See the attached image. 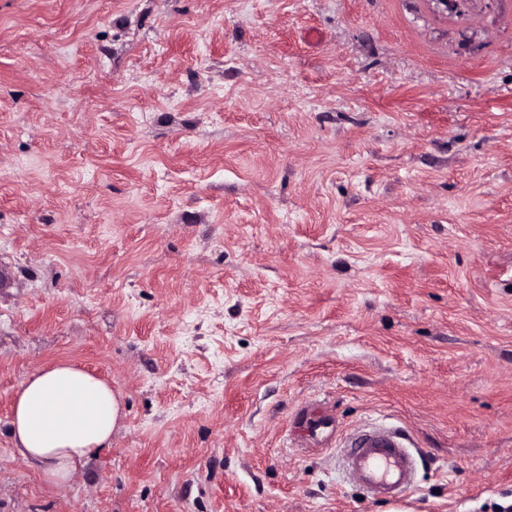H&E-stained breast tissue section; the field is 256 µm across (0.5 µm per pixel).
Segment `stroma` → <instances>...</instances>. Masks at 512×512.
Segmentation results:
<instances>
[{"instance_id":"stroma-1","label":"stroma","mask_w":512,"mask_h":512,"mask_svg":"<svg viewBox=\"0 0 512 512\" xmlns=\"http://www.w3.org/2000/svg\"><path fill=\"white\" fill-rule=\"evenodd\" d=\"M58 361L125 412L64 489L8 435ZM377 422L398 503L339 467ZM500 504L512 0H0V512ZM306 435L318 445L331 444L336 436V425L333 417L325 410L318 408L309 420H305ZM410 437L398 427L355 431L345 441L343 465L373 497H392L414 483L415 459Z\"/></svg>"}]
</instances>
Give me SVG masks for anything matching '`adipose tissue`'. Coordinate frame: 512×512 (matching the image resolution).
<instances>
[{
  "label": "adipose tissue",
  "instance_id": "1",
  "mask_svg": "<svg viewBox=\"0 0 512 512\" xmlns=\"http://www.w3.org/2000/svg\"><path fill=\"white\" fill-rule=\"evenodd\" d=\"M123 417L121 397L108 382L56 363L22 382L8 425L16 456L63 488L92 453L111 446Z\"/></svg>",
  "mask_w": 512,
  "mask_h": 512
}]
</instances>
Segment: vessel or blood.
<instances>
[{
    "instance_id": "vessel-or-blood-1",
    "label": "vessel or blood",
    "mask_w": 512,
    "mask_h": 512,
    "mask_svg": "<svg viewBox=\"0 0 512 512\" xmlns=\"http://www.w3.org/2000/svg\"><path fill=\"white\" fill-rule=\"evenodd\" d=\"M306 434L320 445L336 436L333 417L316 410L305 422ZM343 465L355 475L363 489L374 497H391L414 483L415 459L410 437L400 428L374 426L355 431L345 441Z\"/></svg>"
}]
</instances>
